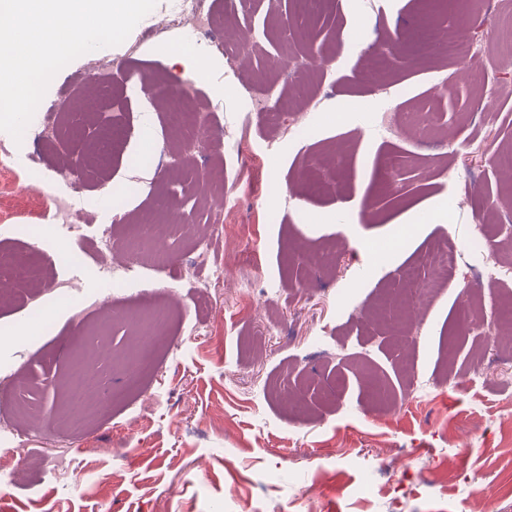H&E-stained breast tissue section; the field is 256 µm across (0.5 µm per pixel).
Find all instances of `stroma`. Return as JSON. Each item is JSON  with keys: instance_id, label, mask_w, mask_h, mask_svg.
Listing matches in <instances>:
<instances>
[{"instance_id": "stroma-1", "label": "stroma", "mask_w": 512, "mask_h": 512, "mask_svg": "<svg viewBox=\"0 0 512 512\" xmlns=\"http://www.w3.org/2000/svg\"><path fill=\"white\" fill-rule=\"evenodd\" d=\"M180 0H157L120 45L86 53L61 69L41 104L93 58L116 62L104 88L112 121L61 115L57 138L36 130L15 142L0 132L18 175L14 225L0 223V253L47 271L69 294L36 293L0 303V415L14 397L7 375H26L25 399L41 418L21 439L0 436V512H512V491L481 488L512 477V349H496L488 327L512 304V281L487 283L470 253L484 228L502 263L512 262V176L496 155L512 147V0H329L306 19L293 0H234L218 8L224 52L180 55L186 33L167 25ZM452 22L478 51L468 65L423 54L424 21ZM264 42L247 66L233 56L246 30ZM386 54L377 78L356 57ZM294 56L321 57V70H276ZM197 78L198 108L214 106L223 148L199 150L198 174L175 170L180 142L150 79ZM287 96L304 132L272 129L253 111L266 83ZM431 112V141L380 135L385 116ZM404 171L386 191L387 157ZM40 177L27 179L29 161ZM77 167L79 235L46 221L39 201L64 195L63 166ZM221 176L235 226L213 240L224 270L187 271L196 240L171 232L165 269L149 255L120 274L99 272L92 253L100 226L126 238L167 196L193 226L210 223L198 196ZM38 226L35 235L15 224ZM461 256L441 295L408 335L394 311L365 320L372 302L424 276L420 256L436 246ZM79 254L81 263L69 262ZM249 294H242V287ZM483 318L471 336L449 341L467 291ZM179 294L168 328L177 350L161 348L154 374L131 380L134 322ZM105 343L93 371L109 398L91 420L69 416L71 359L94 331ZM478 448L481 459L461 456Z\"/></svg>"}]
</instances>
